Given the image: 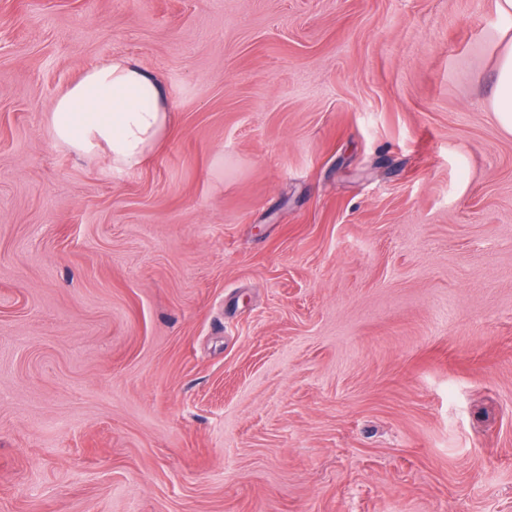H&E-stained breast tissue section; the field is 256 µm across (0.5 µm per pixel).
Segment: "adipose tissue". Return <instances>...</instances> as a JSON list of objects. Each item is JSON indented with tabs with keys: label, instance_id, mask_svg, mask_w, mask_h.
<instances>
[{
	"label": "adipose tissue",
	"instance_id": "obj_1",
	"mask_svg": "<svg viewBox=\"0 0 512 512\" xmlns=\"http://www.w3.org/2000/svg\"><path fill=\"white\" fill-rule=\"evenodd\" d=\"M491 109L512 133V42L499 54ZM48 122L60 145L80 156L106 152L116 169L148 161L172 127L160 82L125 57L87 70L56 99Z\"/></svg>",
	"mask_w": 512,
	"mask_h": 512
}]
</instances>
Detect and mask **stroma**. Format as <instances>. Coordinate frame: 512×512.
I'll use <instances>...</instances> for the list:
<instances>
[{"label":"stroma","mask_w":512,"mask_h":512,"mask_svg":"<svg viewBox=\"0 0 512 512\" xmlns=\"http://www.w3.org/2000/svg\"><path fill=\"white\" fill-rule=\"evenodd\" d=\"M497 0H0V512H512ZM120 54L172 132L55 99ZM171 113L160 82L125 57L87 70L54 102L53 138L79 156L105 151L112 168L149 160L171 131Z\"/></svg>","instance_id":"obj_1"}]
</instances>
